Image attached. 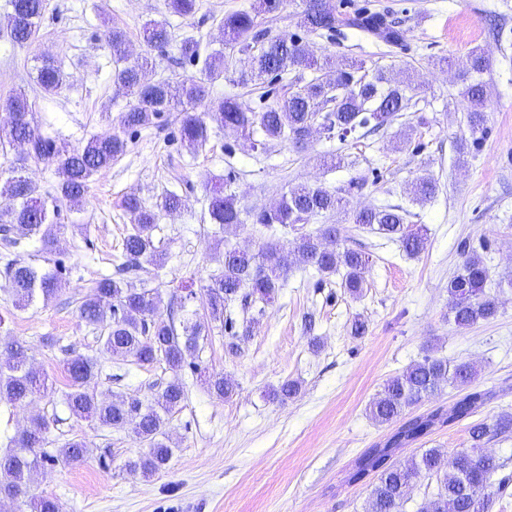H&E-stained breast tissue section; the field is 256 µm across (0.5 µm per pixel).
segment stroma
Returning <instances> with one entry per match:
<instances>
[{
  "label": "stroma",
  "instance_id": "stroma-1",
  "mask_svg": "<svg viewBox=\"0 0 512 512\" xmlns=\"http://www.w3.org/2000/svg\"><path fill=\"white\" fill-rule=\"evenodd\" d=\"M254 2L197 0L195 13L182 17L170 12L167 0H48L36 40L19 46L7 27L8 0H0V126L8 120V99L23 92L46 136L78 145L111 134L107 113L124 111L129 100L112 85L119 61L105 40L109 29L124 33L129 59L152 58L154 81L175 85L202 75L203 61L181 54L185 39H196L203 56L223 52L224 75L212 82V98L245 95L262 110L283 96V85L265 77L260 84L268 97L248 92L239 82L247 59L225 49L220 30L225 15ZM347 2L388 14L403 41L390 46L351 28L330 36L305 34L298 25L302 0H285L262 24L271 35L303 38L315 56L357 61L367 73L381 69L407 81L413 104L391 125L355 143L316 131L302 151L287 141L263 151L254 146L261 132L244 138L215 127L206 146L192 154L180 140L179 113L168 112L154 126L128 135L125 155L91 178L80 210H62L59 221L67 229L51 255H43L36 237L13 249V258L39 264L48 257L65 266L66 274L55 296L23 311L14 308L0 278V339L25 342L34 367L53 377L58 390L55 397L22 406L0 402V451L34 416L48 424L49 448L80 439L89 449L78 464L45 462L29 482L30 493L57 500L62 512H366L370 480L350 485L346 477L353 461L392 431L366 413L388 378L430 354L473 363L476 386L499 393L474 416L398 452L397 464L433 447L455 457L469 447L473 424L512 412V0ZM150 20L168 24L165 51L143 40ZM476 47L490 60L483 75L490 87L487 135L460 166L457 145L468 130L455 104L457 76ZM43 57L61 61L68 76L57 94L37 84ZM410 137L420 142L419 150L408 147ZM333 154L343 162L330 169L323 160ZM425 173L439 190L418 204L411 184ZM216 184L235 196L244 218L222 235L207 211V194ZM314 185L342 193L353 209L401 207L408 223L428 228L425 251L407 256L396 242L346 224L341 214L311 221L314 229L346 225V247L366 253L362 294L350 295L342 274L323 279L314 268L300 266L289 271L275 302L254 317L238 304L227 306L233 330L252 324L240 353L228 354L229 332L216 328L201 340L197 356L208 371L237 382L235 396L219 399L203 380L184 373L185 399L165 427L173 449L169 465L150 476L129 471L128 460L145 453V443L73 416L62 397L68 385L64 365L75 353L97 360L98 373L86 389L100 399L147 398L172 376L162 362L137 365L100 353L97 333L78 316L91 282L115 274L123 260L121 243L131 228L123 200L135 196L150 205L173 187L186 201L180 211L160 214L156 238L166 263L158 275L144 277L145 288L161 293V316L180 320L205 306L199 298L183 300L181 283L216 274L225 244L257 249L253 211L272 207L291 188ZM465 243L490 272L499 313L458 329L448 321V280ZM357 318L366 324L360 336L351 332ZM287 379L298 381V395L284 403L269 400V390ZM484 448L504 463L493 477L499 488L489 512H512V437L486 438Z\"/></svg>",
  "mask_w": 512,
  "mask_h": 512
}]
</instances>
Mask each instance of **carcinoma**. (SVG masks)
<instances>
[{
	"mask_svg": "<svg viewBox=\"0 0 512 512\" xmlns=\"http://www.w3.org/2000/svg\"><path fill=\"white\" fill-rule=\"evenodd\" d=\"M280 0H258L250 11H237L224 17L222 33L230 48L249 55L251 69L241 73L242 83L262 75L282 76L296 69L321 71L331 69L335 81L328 83L315 77L305 84L291 85L287 94L262 112L254 111L236 95L218 101L209 99V83L224 75V54L216 53L205 61L204 76L188 77L176 87L168 82L147 80L149 58L143 57L118 68L113 73L116 93L133 97L128 108L115 118L117 130L104 138H90L73 147L58 144L42 134L32 104L20 94L7 101L10 112L8 129H0V154L7 147L21 142L26 146L24 156L0 170L6 182L0 191L13 199V206L0 212V235L7 245H16L21 238L37 237L43 246L51 248L66 225L57 222L62 207H78L87 193L91 177L109 168L127 150L121 133L153 125L167 112L182 114L181 141L192 153L206 146L209 129L206 119L216 117L219 127L235 135L248 136L260 130L265 147L272 142L288 140L304 148L313 127H319L327 138L345 142L351 135L364 131L375 133L383 129L398 113L408 108L409 85L393 81L384 72L372 77L362 73L363 65L324 57L318 63L306 43L300 38L267 37L258 29L256 18L262 12L278 9ZM10 36L14 43L24 45L36 39L47 0H10ZM300 24L308 33L334 32L349 26L389 44L403 39V32L387 15L361 8L351 14H338L332 0H305ZM143 37L152 48H163L169 42L166 23L150 20L143 26ZM489 68L486 55L471 51L469 68L460 75L458 90L461 110L466 113L471 144L457 146L458 162L466 163L469 146L484 139L487 93L485 85L474 78ZM37 81L47 94L59 92L66 82L60 66L49 58L42 60ZM55 167L58 182L51 192H40L39 186L25 175L27 161ZM438 191L437 181L421 175L413 182L415 200L425 202ZM185 204L183 196L167 191L155 207L145 205L139 198L129 197L124 209L131 217L132 228L122 240L124 261L117 266L120 277L104 275L93 282L78 307L85 323L101 330L99 342L103 351L115 358H131L141 364L164 362L172 377L155 392L151 399L115 395L98 400L83 387L96 375L97 363L82 354L66 362L70 391L65 401L72 415L95 419L101 425L129 430L148 445V451L127 463L132 471L151 475L165 469L172 451L164 442L167 417L178 409L185 398V383L181 376L184 366L193 373L204 375L207 386L223 399L231 398L237 384L228 376L208 374L206 368L187 358L199 350V340L206 326L190 319L180 325L158 314L162 302L159 289L139 288L122 275L136 278L144 266L158 271L164 267L165 254L156 242L158 211L174 212ZM350 213L352 223L399 244L409 256H417L427 245V230L422 225L406 223V213L396 206L363 207L348 211L347 200L322 186H302L284 195L272 209L254 214V224L265 232L276 228L292 231L296 236L290 247L274 239L265 240L258 252L224 248L222 269L201 286L208 305L209 319L224 329H233V322L224 319L226 306L239 302L243 310H251L274 301L288 272L298 265H309L324 276L345 270L344 288L352 295L362 292L368 257L353 249H330L325 240L340 238L339 228L324 224L312 232L301 231V225L327 213ZM208 214L212 223L221 229L243 224L241 210L235 197L214 188L208 197ZM461 264L448 281V322L457 328H468L494 318L498 300L486 291L489 274L484 262L464 251ZM63 267L55 264L41 267L9 259L4 265L7 291L18 308L30 306L38 297L48 300L60 290ZM27 345L14 338L0 343V401L11 405L23 404L34 397L47 398L55 393L54 381L29 364ZM477 376L474 364L425 355L409 365L402 373L390 378L368 408L372 420L379 424L401 422L385 440L373 445L358 456L347 476V483H358L372 477L371 500L368 512H401V507L418 480L435 476L439 479L437 493L423 512H489V489L493 475L502 467L494 455L483 450L489 436L512 434V414L502 412L492 422L471 427V445L456 454L448 464L442 448H427L403 465L391 459L400 450L430 435L435 429L470 417L483 408L495 392L473 390L466 392L452 407L437 408L429 413L403 418L406 409L435 394L442 386H468ZM299 392L294 380H285L272 389L270 397L278 401L292 398ZM47 424L38 419L12 438L14 446L0 456V496L20 501L22 512H62L61 505L50 498L30 495L27 479L44 462L62 459L81 463L87 454L86 444L70 440L56 454L46 449Z\"/></svg>",
	"mask_w": 512,
	"mask_h": 512,
	"instance_id": "obj_1",
	"label": "carcinoma"
}]
</instances>
